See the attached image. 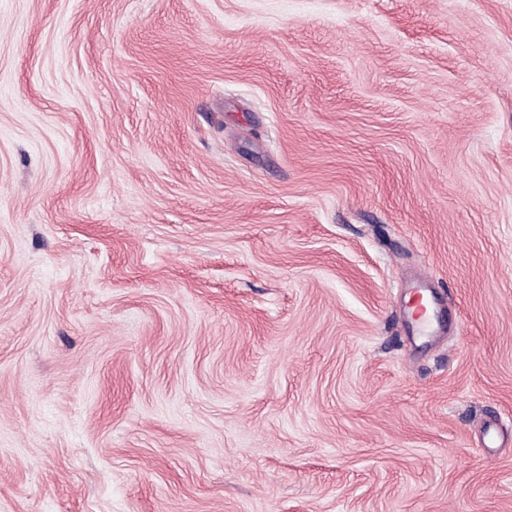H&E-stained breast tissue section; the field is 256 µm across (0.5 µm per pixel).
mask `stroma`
<instances>
[{"instance_id": "obj_1", "label": "stroma", "mask_w": 512, "mask_h": 512, "mask_svg": "<svg viewBox=\"0 0 512 512\" xmlns=\"http://www.w3.org/2000/svg\"><path fill=\"white\" fill-rule=\"evenodd\" d=\"M0 512H512V0H0Z\"/></svg>"}]
</instances>
